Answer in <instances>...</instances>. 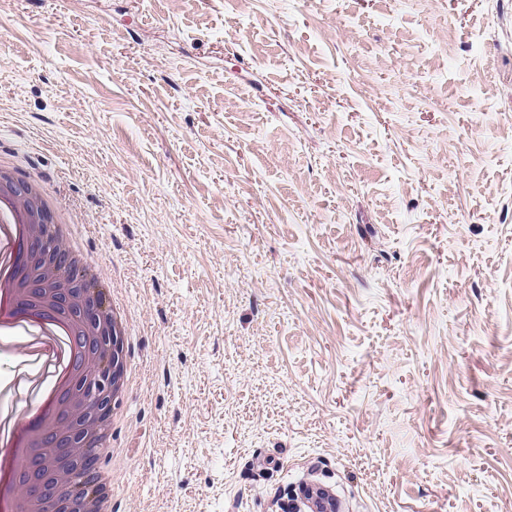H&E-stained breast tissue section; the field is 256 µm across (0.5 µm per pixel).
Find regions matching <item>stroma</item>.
Instances as JSON below:
<instances>
[{"label": "stroma", "instance_id": "35a3bbf8", "mask_svg": "<svg viewBox=\"0 0 512 512\" xmlns=\"http://www.w3.org/2000/svg\"><path fill=\"white\" fill-rule=\"evenodd\" d=\"M4 166L129 316L113 512H512V0H0Z\"/></svg>", "mask_w": 512, "mask_h": 512}]
</instances>
